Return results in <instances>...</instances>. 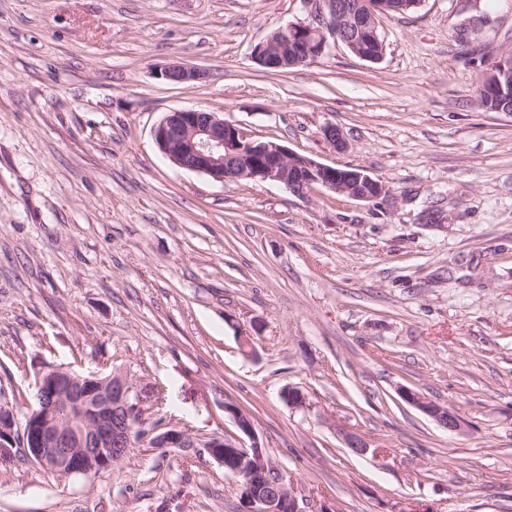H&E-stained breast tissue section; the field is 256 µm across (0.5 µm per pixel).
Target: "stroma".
I'll return each mask as SVG.
<instances>
[{
  "instance_id": "35a3bbf8",
  "label": "stroma",
  "mask_w": 512,
  "mask_h": 512,
  "mask_svg": "<svg viewBox=\"0 0 512 512\" xmlns=\"http://www.w3.org/2000/svg\"><path fill=\"white\" fill-rule=\"evenodd\" d=\"M304 16L301 0H0V390L21 418L44 366L117 368L147 428L202 439L236 435L237 405L302 512H512V115L474 94L512 51V0L381 16L376 63L338 43L260 69L254 46ZM172 61L206 76L169 83ZM181 109L387 194L300 197L179 168L154 128ZM287 386L308 408L286 405ZM0 512L241 505L206 449L142 439L89 481L1 465ZM401 397L407 403L417 407L430 417H432L442 428L454 432L460 429L461 420L457 412L451 407H443L426 400L419 393L405 389L401 392Z\"/></svg>"
}]
</instances>
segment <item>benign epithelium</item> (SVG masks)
Listing matches in <instances>:
<instances>
[{"mask_svg":"<svg viewBox=\"0 0 512 512\" xmlns=\"http://www.w3.org/2000/svg\"><path fill=\"white\" fill-rule=\"evenodd\" d=\"M306 17L271 34L253 49V59L265 68L296 67L326 54L330 41L345 45L358 58L364 39L377 36L378 18L389 6L380 0H301ZM170 83L201 80L205 72L179 61L159 70ZM156 144L175 166L203 173L216 181L263 180L280 184L298 196L315 185L350 199L371 202L385 196V185L361 169L340 170L299 155L273 141H255L224 114L199 110H176L166 114L154 130ZM401 397L432 417L442 428L454 432L461 420L451 407L426 400L405 389ZM282 398L292 408L308 407L306 395L286 387ZM37 411L27 416L26 438L35 463L59 477H91L121 462L132 443L135 428L144 425L143 413L135 402L127 376L114 370L101 379L81 375L64 367L43 371L37 381ZM238 429L254 435L250 415L230 404L225 406ZM17 419L12 409L0 408V457L10 459L17 450ZM157 448H204L219 463L234 459L228 469L237 477L243 512H303L298 498L281 469L262 448H249L224 437L200 443L187 430L177 427L149 431Z\"/></svg>","mask_w":512,"mask_h":512,"instance_id":"7a95c632","label":"benign epithelium"}]
</instances>
